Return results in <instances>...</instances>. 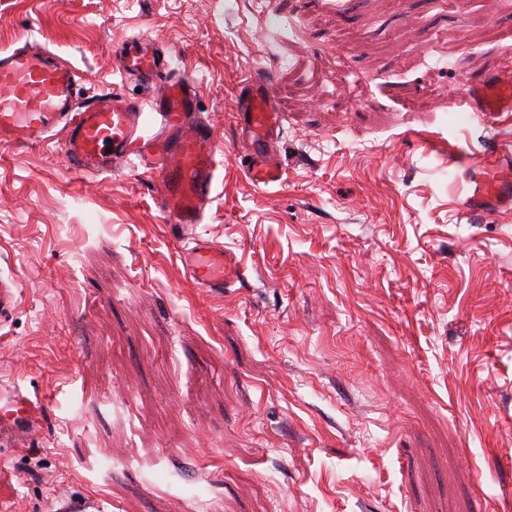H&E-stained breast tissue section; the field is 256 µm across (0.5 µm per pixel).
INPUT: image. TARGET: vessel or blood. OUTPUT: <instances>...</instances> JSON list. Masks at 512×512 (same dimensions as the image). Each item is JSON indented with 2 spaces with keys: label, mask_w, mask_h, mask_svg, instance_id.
Returning a JSON list of instances; mask_svg holds the SVG:
<instances>
[{
  "label": "vessel or blood",
  "mask_w": 512,
  "mask_h": 512,
  "mask_svg": "<svg viewBox=\"0 0 512 512\" xmlns=\"http://www.w3.org/2000/svg\"><path fill=\"white\" fill-rule=\"evenodd\" d=\"M117 68L151 88L148 103L122 93L84 97L75 69L55 54L22 46L0 53V145L37 148L53 132L63 135L71 169L114 174L129 158L140 159L157 187V206L185 246L183 266L197 287L223 290L224 247L196 234L212 200L219 166L210 121L199 110V88L171 74V58L148 39L128 40L115 58ZM271 77L255 68L234 103L247 162L246 175L271 185L284 170L272 145L283 130V115L271 96ZM474 112H512V71L483 74L460 100ZM157 130L146 133L145 116ZM463 170L457 190L465 197L462 214L487 215L512 207V152L488 147L478 162L457 158ZM41 410L15 395L0 408V441L34 434Z\"/></svg>",
  "instance_id": "vessel-or-blood-1"
}]
</instances>
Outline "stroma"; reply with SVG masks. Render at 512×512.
<instances>
[{"label": "stroma", "mask_w": 512, "mask_h": 512, "mask_svg": "<svg viewBox=\"0 0 512 512\" xmlns=\"http://www.w3.org/2000/svg\"><path fill=\"white\" fill-rule=\"evenodd\" d=\"M141 36L214 129L224 290L187 277L140 161L0 147V400L44 411L0 452V512H512V208L462 217L448 164L512 138L458 106L512 69V0H0V51L91 94L150 98L113 65ZM257 65L268 187L232 114ZM271 77L257 67L241 87L234 103V114L240 127L247 162L246 175L265 186L279 182L284 170L272 151V144L283 130V114L278 112L271 96Z\"/></svg>", "instance_id": "stroma-1"}]
</instances>
